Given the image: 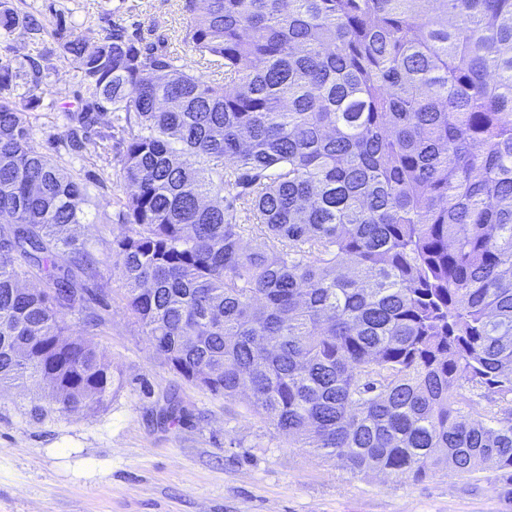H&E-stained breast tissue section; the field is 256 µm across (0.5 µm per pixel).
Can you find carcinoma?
<instances>
[{
    "mask_svg": "<svg viewBox=\"0 0 512 512\" xmlns=\"http://www.w3.org/2000/svg\"><path fill=\"white\" fill-rule=\"evenodd\" d=\"M203 2L185 40L222 82L120 22L53 31L82 87L67 150L103 112L121 138L112 260L142 335L351 473L492 469L512 499V0ZM18 28L45 30L0 0ZM50 61L0 58V388L44 380L32 411L66 416L121 380L58 321L66 268L96 267L87 187L30 145Z\"/></svg>",
    "mask_w": 512,
    "mask_h": 512,
    "instance_id": "1",
    "label": "carcinoma"
}]
</instances>
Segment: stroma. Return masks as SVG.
Segmentation results:
<instances>
[{"instance_id":"1","label":"stroma","mask_w":512,"mask_h":512,"mask_svg":"<svg viewBox=\"0 0 512 512\" xmlns=\"http://www.w3.org/2000/svg\"><path fill=\"white\" fill-rule=\"evenodd\" d=\"M31 14L59 18L66 30L97 40L120 19L144 45L172 57L186 72L223 78L222 68L185 41V0H26ZM53 36L24 30L0 38V57L23 61L54 50ZM44 108L32 117L31 145L67 171L88 174L80 230L96 274L72 268L81 311L60 310L70 336L91 335L122 388L95 411L65 417L31 414L46 383L0 392V512H512L497 474L468 478L433 472L420 481L352 474L308 448L292 447L247 396L227 400L185 381L142 336L112 271L119 139L90 135L80 155L62 142L61 107L76 104L78 75L58 63L47 76ZM98 325L87 329L86 316Z\"/></svg>"}]
</instances>
